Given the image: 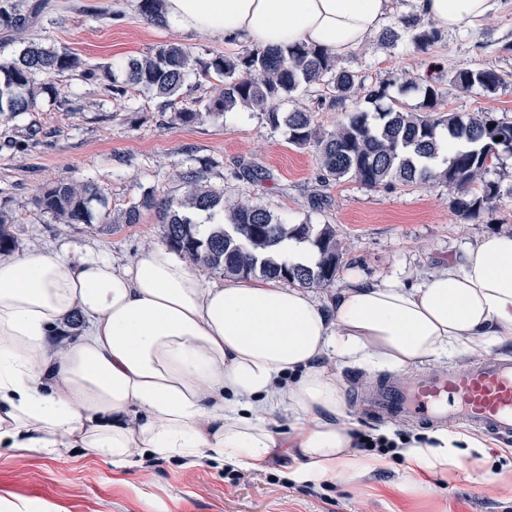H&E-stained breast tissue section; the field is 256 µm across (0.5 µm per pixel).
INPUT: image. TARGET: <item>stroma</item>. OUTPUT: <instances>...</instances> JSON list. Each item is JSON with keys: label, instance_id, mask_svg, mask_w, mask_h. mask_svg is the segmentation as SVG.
I'll list each match as a JSON object with an SVG mask.
<instances>
[{"label": "stroma", "instance_id": "obj_1", "mask_svg": "<svg viewBox=\"0 0 512 512\" xmlns=\"http://www.w3.org/2000/svg\"><path fill=\"white\" fill-rule=\"evenodd\" d=\"M28 38L78 54L96 65L146 54L155 46L178 42L198 53L233 55L246 44L208 34L186 33L147 23L136 0H48L44 14L28 26ZM366 84L401 76L426 77L432 69L450 72L491 67L506 82L493 98L442 85L447 112L485 110L512 120V13L489 18L477 29L444 35L429 53L407 44L385 48L376 36L339 56ZM58 102L43 106L12 128L0 123L12 144L0 140V209L13 217L8 230L16 250L42 248L78 256L105 252L128 262L164 243L156 216L137 224H59L33 203L37 191L63 179L92 180L108 190V205L121 213L143 188L173 194L175 175L191 162H210V185L226 200L242 201L286 214L299 222L329 224L336 230L346 269L365 279L410 283L447 269L485 235L512 234V198H503L496 224H469L455 214L447 188L438 183L394 190L368 189L345 178L326 188L317 185L312 150L289 145L263 115L237 109L220 121L191 126L172 124L156 100L137 96L138 111L111 99L104 85L55 81ZM78 90L79 111L62 108ZM263 172L243 178V168ZM323 193L327 207L314 209L311 198ZM344 388L353 432L386 431L416 436V426L367 419L357 410V392L381 377L365 369L327 361ZM482 453L462 457L444 473L411 470L405 460L382 469H360L320 483L297 479L289 455L267 459L260 470L234 475L207 460L145 458L113 466L110 459L69 452L0 447V512H512V445L479 434Z\"/></svg>", "mask_w": 512, "mask_h": 512}]
</instances>
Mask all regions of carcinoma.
Segmentation results:
<instances>
[{
    "label": "carcinoma",
    "instance_id": "cac0c4a2",
    "mask_svg": "<svg viewBox=\"0 0 512 512\" xmlns=\"http://www.w3.org/2000/svg\"><path fill=\"white\" fill-rule=\"evenodd\" d=\"M399 25L384 29L377 41L384 47L407 42L427 53L443 36L414 12L409 0ZM163 0H138L137 10L147 22L161 24ZM46 8L25 0H0V30L12 34L18 48L0 55V120L12 123L37 111L42 97L56 98L54 77L88 83H106L111 98L127 100L133 91L161 99L162 111L173 112L181 125L218 119L236 107L254 109L271 129L286 133L297 148H314L318 181L326 186L345 177L368 188L393 189L439 182L448 187L457 216L471 224L495 220L501 185L487 178L496 162L512 156V122L491 112H442V93L431 78L422 82L379 81L367 86L359 72L341 67L327 51L295 42L282 48L255 46L237 55L195 54L176 42L164 43L139 58L104 66H90L66 48L45 47L23 37L26 25ZM217 81L221 89L203 102L180 101L190 83ZM448 83L468 91L480 89L491 97L504 85L491 68H464L448 73ZM328 91L329 103L342 117L332 131L319 129L311 114L299 107L281 110L310 86ZM417 94L420 111L406 110L392 94ZM208 168L191 165L180 171L178 193L160 196L144 191L117 219L105 212L94 217L91 204L105 199V189L91 180H61L35 196L39 211L62 224H138L145 212L158 214L164 237L176 252L193 264L219 271L226 277L259 276L303 288H328L343 268V252L336 230L329 224H292L261 206L229 205L224 193L207 185ZM214 221L202 237L194 217ZM12 216L0 210V255L10 253L14 240L6 230ZM288 239L309 243L317 253L312 265L295 264L270 252Z\"/></svg>",
    "mask_w": 512,
    "mask_h": 512
}]
</instances>
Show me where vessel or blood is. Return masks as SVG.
Segmentation results:
<instances>
[{
    "instance_id": "1",
    "label": "vessel or blood",
    "mask_w": 512,
    "mask_h": 512,
    "mask_svg": "<svg viewBox=\"0 0 512 512\" xmlns=\"http://www.w3.org/2000/svg\"><path fill=\"white\" fill-rule=\"evenodd\" d=\"M373 419L437 425L461 422L503 441H512V357L495 354L466 370L417 372L408 379L386 378L363 395Z\"/></svg>"
}]
</instances>
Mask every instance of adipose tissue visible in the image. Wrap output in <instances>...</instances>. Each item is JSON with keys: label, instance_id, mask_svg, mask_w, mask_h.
<instances>
[{"label": "adipose tissue", "instance_id": "obj_1", "mask_svg": "<svg viewBox=\"0 0 512 512\" xmlns=\"http://www.w3.org/2000/svg\"><path fill=\"white\" fill-rule=\"evenodd\" d=\"M443 32L512 0H412ZM391 0H163L167 25L262 47L297 41L343 55L386 24ZM84 328L60 351L72 315ZM512 342V235L488 234L459 263L412 285L349 276L329 305L272 281H205L157 245L127 264L27 249L0 258V446H80L113 465L132 449L261 468L296 451V477L357 465L339 424L343 387L322 363L408 370ZM294 383H285L288 374ZM288 411L287 431L276 428ZM482 443L440 429L411 441L415 470L457 465Z\"/></svg>", "mask_w": 512, "mask_h": 512}]
</instances>
